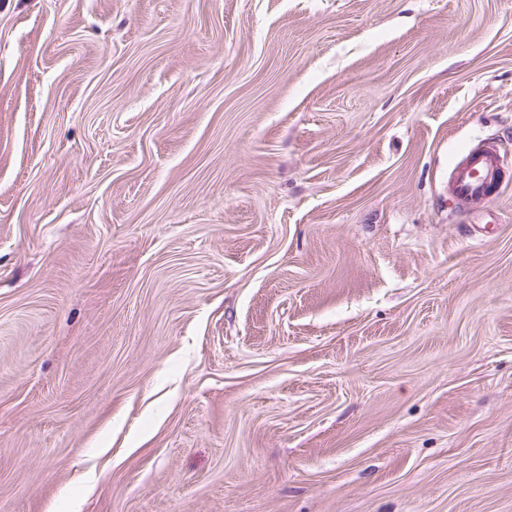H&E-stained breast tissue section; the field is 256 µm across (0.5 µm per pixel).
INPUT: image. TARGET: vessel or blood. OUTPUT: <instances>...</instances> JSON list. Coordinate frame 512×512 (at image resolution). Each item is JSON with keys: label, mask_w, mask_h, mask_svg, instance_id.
Wrapping results in <instances>:
<instances>
[{"label": "vessel or blood", "mask_w": 512, "mask_h": 512, "mask_svg": "<svg viewBox=\"0 0 512 512\" xmlns=\"http://www.w3.org/2000/svg\"><path fill=\"white\" fill-rule=\"evenodd\" d=\"M503 167L504 159L493 145L474 147L453 171L454 197L464 203L488 199L495 174Z\"/></svg>", "instance_id": "obj_1"}]
</instances>
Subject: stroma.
<instances>
[{"instance_id": "35a3bbf8", "label": "stroma", "mask_w": 512, "mask_h": 512, "mask_svg": "<svg viewBox=\"0 0 512 512\" xmlns=\"http://www.w3.org/2000/svg\"><path fill=\"white\" fill-rule=\"evenodd\" d=\"M512 0H0V512H512ZM503 167L504 159L493 145L474 147L453 171L454 197L464 203L487 200L496 171H503Z\"/></svg>"}]
</instances>
